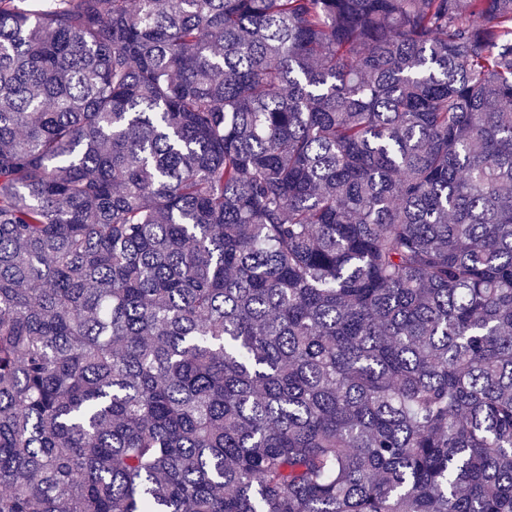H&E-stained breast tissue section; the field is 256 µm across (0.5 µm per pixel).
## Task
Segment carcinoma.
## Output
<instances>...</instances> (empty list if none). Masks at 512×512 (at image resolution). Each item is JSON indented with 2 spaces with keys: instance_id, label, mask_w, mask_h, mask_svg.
<instances>
[{
  "instance_id": "cac0c4a2",
  "label": "carcinoma",
  "mask_w": 512,
  "mask_h": 512,
  "mask_svg": "<svg viewBox=\"0 0 512 512\" xmlns=\"http://www.w3.org/2000/svg\"><path fill=\"white\" fill-rule=\"evenodd\" d=\"M0 512H512V0H0Z\"/></svg>"
}]
</instances>
